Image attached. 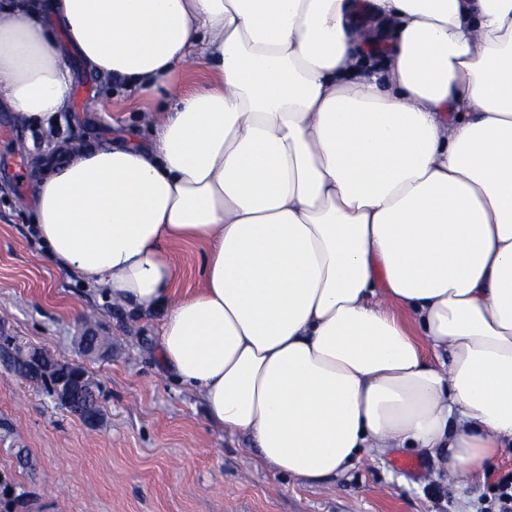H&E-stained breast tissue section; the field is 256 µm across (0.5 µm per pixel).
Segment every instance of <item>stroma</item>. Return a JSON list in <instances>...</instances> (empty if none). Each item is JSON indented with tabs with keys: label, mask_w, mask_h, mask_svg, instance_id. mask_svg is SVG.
<instances>
[{
	"label": "stroma",
	"mask_w": 512,
	"mask_h": 512,
	"mask_svg": "<svg viewBox=\"0 0 512 512\" xmlns=\"http://www.w3.org/2000/svg\"><path fill=\"white\" fill-rule=\"evenodd\" d=\"M75 81L54 139L86 146L132 128L147 134L150 102L67 57ZM104 110H92V103ZM52 139L0 111V326L23 345L79 363L96 386L102 419L86 427L36 383L0 365V475L29 492L33 512H479L512 474V449L485 480L459 488L435 479L425 453L400 448L360 459L330 483L312 486L255 464L251 443L206 414L155 357L160 312L134 314L104 289L60 272L33 231L30 170ZM177 291L201 287L205 241L174 244ZM94 318L111 352L85 356L77 338ZM24 448L34 470L19 468Z\"/></svg>",
	"instance_id": "35a3bbf8"
}]
</instances>
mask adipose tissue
<instances>
[{"mask_svg":"<svg viewBox=\"0 0 512 512\" xmlns=\"http://www.w3.org/2000/svg\"><path fill=\"white\" fill-rule=\"evenodd\" d=\"M198 43L212 81L173 89ZM69 55L169 96L38 178L58 267L161 310V366L259 464L485 477L512 447V0H0V108L51 128ZM207 244L203 240L176 243L172 252L179 266V279L175 284L177 291L184 292L200 288L202 285L200 270L207 252Z\"/></svg>","mask_w":512,"mask_h":512,"instance_id":"obj_1","label":"adipose tissue"}]
</instances>
